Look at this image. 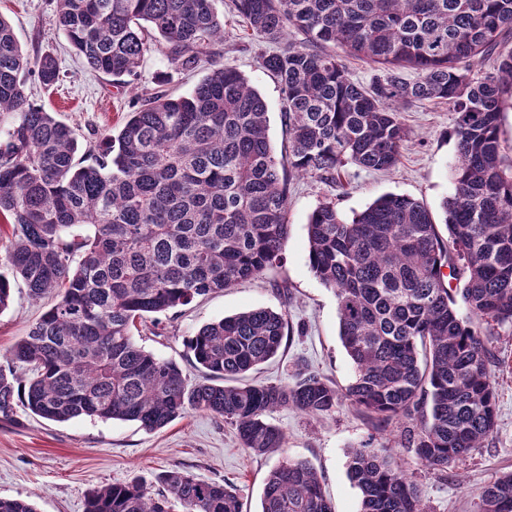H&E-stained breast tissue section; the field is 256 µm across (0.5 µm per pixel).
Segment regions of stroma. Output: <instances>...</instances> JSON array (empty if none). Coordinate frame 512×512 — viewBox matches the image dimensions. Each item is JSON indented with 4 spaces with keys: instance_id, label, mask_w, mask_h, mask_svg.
I'll return each instance as SVG.
<instances>
[{
    "instance_id": "obj_1",
    "label": "stroma",
    "mask_w": 512,
    "mask_h": 512,
    "mask_svg": "<svg viewBox=\"0 0 512 512\" xmlns=\"http://www.w3.org/2000/svg\"><path fill=\"white\" fill-rule=\"evenodd\" d=\"M55 10L56 0H0V15L12 24L23 51L32 57L52 55L60 70L54 89L47 91L28 81L29 96L73 127L81 143L118 131L141 93L160 85L179 96L207 73L203 66L184 70L170 64L162 42L145 54L135 75L116 80L92 72L53 26ZM272 48V43L253 34L228 11L224 40L214 44L212 52L259 91L267 104L270 139L279 150L285 140L281 92L260 64L261 53ZM400 120L407 139L394 170L364 171L349 165L334 184L312 175L293 177L283 262L254 280L144 323L135 342L157 357L177 362L194 379L198 373L187 361L186 341L201 326L257 307L284 310L289 336L277 357L248 374L247 382L291 383L298 372L305 371L345 388L354 370L339 338L334 293L309 266L307 224L322 200L332 199L349 219L388 193L423 202L435 219H442V203L453 192L454 114L448 102L426 100L405 106ZM46 308V301L29 297L22 280L13 281L10 305L0 312V357L26 335ZM492 341L501 361L492 371L497 427L481 448L450 463L443 472L424 467L413 449L403 447L396 425L375 430L344 399L333 413L319 417L291 408L271 413L270 421L285 433L287 443L264 455L240 448L230 425L202 411L188 412L150 432L134 422L89 417L55 422L21 409L15 422L0 420V497L29 500L37 512H85L92 489L139 480L156 493L162 489L159 475L179 469L233 484L243 512H258L265 475L288 457L307 461L322 477L335 512H359L360 492L347 476V461L352 449L370 440L416 482L429 512H476L483 487L512 472V330H500Z\"/></svg>"
}]
</instances>
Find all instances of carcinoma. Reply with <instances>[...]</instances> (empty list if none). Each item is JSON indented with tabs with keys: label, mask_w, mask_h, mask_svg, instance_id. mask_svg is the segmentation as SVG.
I'll use <instances>...</instances> for the list:
<instances>
[{
	"label": "carcinoma",
	"mask_w": 512,
	"mask_h": 512,
	"mask_svg": "<svg viewBox=\"0 0 512 512\" xmlns=\"http://www.w3.org/2000/svg\"><path fill=\"white\" fill-rule=\"evenodd\" d=\"M215 2L58 0L52 24L95 73L134 75L157 37L188 69L224 41ZM231 9L280 45L261 67L281 89L286 157L274 153L260 93L214 61L187 94L145 95L117 134L82 152L74 131L26 93L30 77L44 88L59 82L55 59H31L0 16V218L11 227L0 311L18 277L31 297H56L7 352L0 418L21 406L56 422L85 416L156 431L200 410L264 455L286 442L271 412L327 415L342 394L377 429L420 417L404 441L443 471L496 429L488 336L512 330V161L500 142L512 0H231ZM338 47L374 66L370 83L349 78ZM490 60L493 70L472 75ZM431 99L455 114L448 236L424 203L398 194L350 221L331 201L309 217V266L333 290L354 367L345 392L315 373L292 385L244 381L281 349L283 311L252 308L199 328L186 341L203 371L194 382L137 345V322L283 261L293 175L334 183L348 165L395 168L406 138L400 107ZM347 473L360 512H427L414 481L379 449H354ZM159 480L166 493L156 496L138 481L95 489L85 512H243L224 481L180 470ZM0 512L36 508L0 497ZM259 512L334 508L308 462L285 458L264 479ZM478 512H512V472L483 488Z\"/></svg>",
	"instance_id": "carcinoma-1"
}]
</instances>
